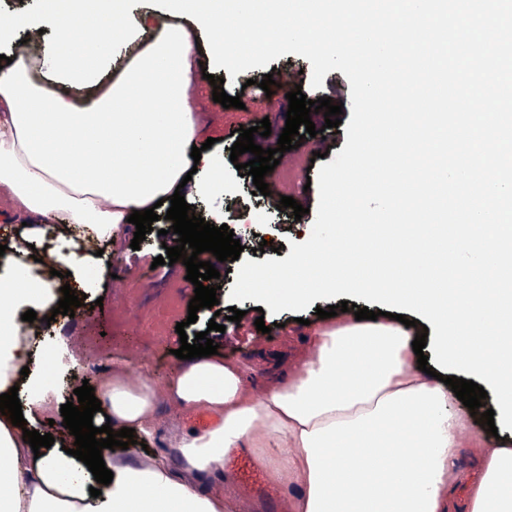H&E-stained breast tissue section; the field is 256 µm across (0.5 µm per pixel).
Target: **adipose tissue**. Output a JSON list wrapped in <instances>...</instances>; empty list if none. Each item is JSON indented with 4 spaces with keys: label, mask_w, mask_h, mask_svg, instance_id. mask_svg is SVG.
<instances>
[{
    "label": "adipose tissue",
    "mask_w": 512,
    "mask_h": 512,
    "mask_svg": "<svg viewBox=\"0 0 512 512\" xmlns=\"http://www.w3.org/2000/svg\"><path fill=\"white\" fill-rule=\"evenodd\" d=\"M277 0H167L165 9L130 16V0H39V26L57 36L34 52L0 65V188L14 211L62 217L59 248L30 262L43 227L12 240L0 268V394L18 387L29 411L53 410L58 387L21 335L27 310L56 308L65 280L94 287L109 272L84 254L86 238H111L133 211L172 196L190 170L200 192L224 184L213 154L193 160L197 128L190 104L197 40L195 17L208 30L217 58L245 63L256 48L249 30L224 37L230 17L256 7L280 19ZM352 0H294L296 21L280 40L309 46L322 40V20L344 17ZM153 106H135L143 92ZM76 153L62 162L59 148ZM145 157L146 166L136 165ZM312 357L262 398L251 399L244 379L253 367L220 356L195 359L166 383L186 409L217 415L205 429L174 443L183 462L149 465L104 454L113 474L96 486L87 466L70 455L75 438L61 430L51 447L32 451L21 428L0 414V512H234L231 495L199 492L192 478L224 467V455L249 449L274 482L301 480L293 512H452L459 477V435L469 419L449 386L419 370L411 336L393 320L322 322L310 338ZM28 377H21L22 368ZM157 387L148 375L131 378L112 367L102 388L103 412L137 436L152 435ZM352 437L354 455L326 450ZM401 449L391 470L372 464L374 448ZM485 462L471 492V512H512V436L473 438Z\"/></svg>",
    "instance_id": "ef3b65f1"
}]
</instances>
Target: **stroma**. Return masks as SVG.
<instances>
[{"label":"stroma","mask_w":512,"mask_h":512,"mask_svg":"<svg viewBox=\"0 0 512 512\" xmlns=\"http://www.w3.org/2000/svg\"><path fill=\"white\" fill-rule=\"evenodd\" d=\"M200 51L197 56L203 71L195 72L191 88V107L198 125V143H210V151L224 163V187L206 195L198 194L194 183L183 189L185 200L207 222L228 225L243 250L238 260L231 263L216 262L220 273L216 297L217 309H200L196 323H187L188 304L194 296V286L186 279V268L182 263L154 265L153 260L162 255L161 230L169 229L170 221L153 222L139 249H132L131 241L135 225L123 224L115 231L111 241L106 242L105 255L122 259L125 273L118 278H106L95 288L86 290L81 307L73 315H63L39 330L45 343H66L74 353L77 363L72 370L73 378L62 394L63 401H75L74 390L82 382L100 387L111 373L114 362L120 361L132 370L147 369L156 386L164 382L182 365L175 355L180 347L177 323H185L184 334L194 336L208 332L219 346L220 355L230 361L253 364L255 372L246 381L252 396H261L274 386L278 377L292 372L312 355L309 344L303 337L308 334V324L316 320V311L327 308V301L308 307L301 315L285 310L277 314L258 313L256 302L247 299L232 303L230 292L236 282L235 271L241 261L263 262L269 258L285 259L291 252L292 243L306 241L315 221L314 208L318 206V189L295 188L291 195L298 204L306 207L302 219H295L292 209L280 208L283 189L277 172L268 173L264 181L271 190L270 195L254 194L252 176L241 175L230 160L231 147L235 142L234 129L250 128L262 119H269L272 138H279L286 121L287 108L284 100L288 92L301 88L309 100L325 97L333 104L342 105L339 126L325 125L323 114L312 115L315 126L324 130L323 137L306 138L297 149L286 152L285 160L290 166H322L323 153L337 155L347 142V124L352 118L351 85L340 70L329 71L319 89H312L309 79L311 63L305 57L288 53L273 60L272 65L283 75L280 88L268 95L259 87L266 70L255 67L237 75H230L223 67H214L209 49V36L205 29H198ZM223 78V88L228 95L239 96L242 108H223L212 99L213 88L207 80L208 74ZM217 115L224 128L221 141H213L210 115ZM277 243L278 251L258 252L261 240ZM102 302V309H95V302ZM238 306L244 313L240 322L228 321L231 306ZM263 318L270 334L257 331L254 322ZM216 321V330H209V321ZM196 413L185 412L166 395H159L155 413L154 433L146 445H132L129 455L137 463L150 464L153 458L169 451L170 445L182 431L195 426Z\"/></svg>","instance_id":"obj_1"}]
</instances>
